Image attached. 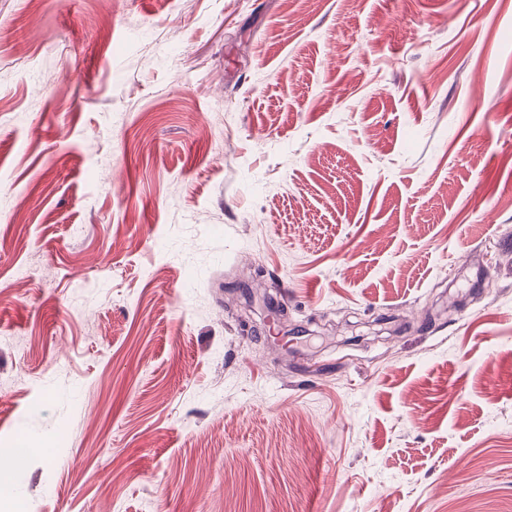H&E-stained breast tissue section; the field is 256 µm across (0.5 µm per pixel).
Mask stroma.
I'll return each instance as SVG.
<instances>
[{
    "mask_svg": "<svg viewBox=\"0 0 512 512\" xmlns=\"http://www.w3.org/2000/svg\"><path fill=\"white\" fill-rule=\"evenodd\" d=\"M512 0H0V512H512ZM28 450L29 449L26 448L0 449L1 458L2 456L9 458V468L4 469L1 467L0 469V491L9 488L11 473L13 470L19 468L23 464Z\"/></svg>",
    "mask_w": 512,
    "mask_h": 512,
    "instance_id": "35a3bbf8",
    "label": "stroma"
}]
</instances>
